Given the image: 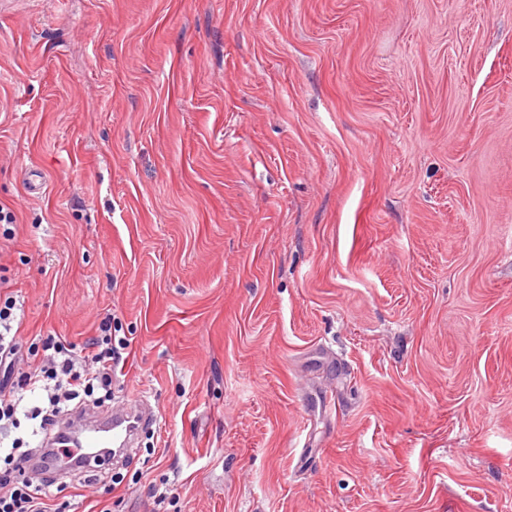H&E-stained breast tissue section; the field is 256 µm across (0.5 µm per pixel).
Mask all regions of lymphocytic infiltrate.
<instances>
[{
  "mask_svg": "<svg viewBox=\"0 0 512 512\" xmlns=\"http://www.w3.org/2000/svg\"><path fill=\"white\" fill-rule=\"evenodd\" d=\"M16 298L0 303V437L8 434L20 419L33 423L31 435L45 442L72 405H96L109 400L118 371L123 370L124 352L130 346L125 337L112 334L111 321H103L99 336L93 337L94 354L84 360L65 337L50 338L43 346L20 344V322ZM26 358L27 370L15 376L19 358ZM45 395L44 406L26 407V392ZM32 452L23 439H13L0 470V512H54L44 484L17 480L25 471Z\"/></svg>",
  "mask_w": 512,
  "mask_h": 512,
  "instance_id": "f902f5d3",
  "label": "lymphocytic infiltrate"
}]
</instances>
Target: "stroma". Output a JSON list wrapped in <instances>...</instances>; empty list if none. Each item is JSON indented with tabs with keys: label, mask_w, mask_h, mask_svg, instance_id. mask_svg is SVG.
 Returning <instances> with one entry per match:
<instances>
[{
	"label": "stroma",
	"mask_w": 512,
	"mask_h": 512,
	"mask_svg": "<svg viewBox=\"0 0 512 512\" xmlns=\"http://www.w3.org/2000/svg\"><path fill=\"white\" fill-rule=\"evenodd\" d=\"M1 205L158 417L65 512H512V0H9Z\"/></svg>",
	"instance_id": "1"
}]
</instances>
